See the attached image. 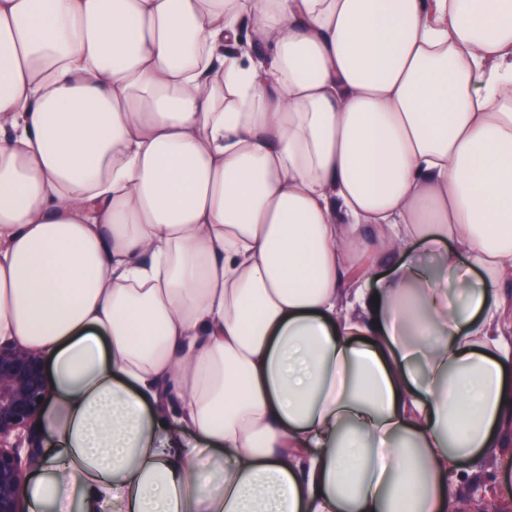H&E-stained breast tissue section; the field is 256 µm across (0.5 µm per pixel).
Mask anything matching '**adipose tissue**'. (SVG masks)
<instances>
[{"label":"adipose tissue","mask_w":512,"mask_h":512,"mask_svg":"<svg viewBox=\"0 0 512 512\" xmlns=\"http://www.w3.org/2000/svg\"><path fill=\"white\" fill-rule=\"evenodd\" d=\"M0 341L50 365L36 510L465 512L512 0H0Z\"/></svg>","instance_id":"obj_1"}]
</instances>
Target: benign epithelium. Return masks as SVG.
I'll list each match as a JSON object with an SVG mask.
<instances>
[{"label": "benign epithelium", "mask_w": 512, "mask_h": 512, "mask_svg": "<svg viewBox=\"0 0 512 512\" xmlns=\"http://www.w3.org/2000/svg\"><path fill=\"white\" fill-rule=\"evenodd\" d=\"M48 395L42 355L0 343V512H25L22 489L38 462L35 419Z\"/></svg>", "instance_id": "7a95c632"}]
</instances>
